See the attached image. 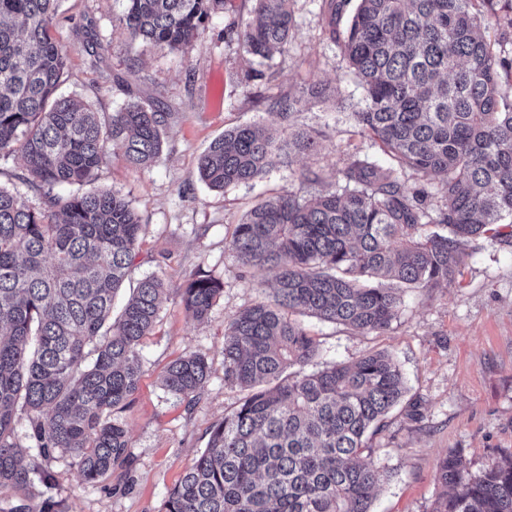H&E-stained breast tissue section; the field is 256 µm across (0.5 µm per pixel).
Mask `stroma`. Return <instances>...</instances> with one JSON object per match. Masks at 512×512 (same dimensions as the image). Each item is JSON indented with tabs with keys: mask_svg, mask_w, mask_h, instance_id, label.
I'll use <instances>...</instances> for the list:
<instances>
[{
	"mask_svg": "<svg viewBox=\"0 0 512 512\" xmlns=\"http://www.w3.org/2000/svg\"><path fill=\"white\" fill-rule=\"evenodd\" d=\"M355 7V0L338 7L330 0H296L287 53L262 65L226 32L230 23L249 19L252 0H226L223 13L184 52L130 45L115 20L120 0H60L53 35L70 49L63 95L101 112L137 99L175 114L154 164L130 168L110 145L96 177L142 218L133 278L158 273L167 298L154 331L141 342L142 376L122 414L133 454L127 476L85 484L68 459L58 458L47 462L51 484L36 485L34 501L52 498L58 512H164L211 429L234 407L239 392L224 383V328L261 294L240 276L230 247L235 224L262 197L335 190L337 171L350 156L384 157L336 106L361 96L340 50ZM89 36L98 43L94 57L83 48ZM314 82L327 87L328 98L307 99L292 123L320 131L315 151L291 154L288 165L252 184L214 190L200 180L199 158L211 141L247 122L278 125L276 100ZM305 170L318 173L319 182L301 184ZM196 273L223 284L201 323L178 298ZM304 325L320 345V361L391 354L409 396L421 400L418 421L393 411L373 440L384 480L371 512H428L441 490L437 465L449 450L462 449L474 472L498 451L512 452V244L471 243L456 283L405 293L399 318L384 333L361 334L312 317ZM191 352L206 356L210 367L192 406L162 384L167 365Z\"/></svg>",
	"mask_w": 512,
	"mask_h": 512,
	"instance_id": "1",
	"label": "stroma"
}]
</instances>
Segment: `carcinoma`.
Returning a JSON list of instances; mask_svg holds the SVG:
<instances>
[{
	"instance_id": "cac0c4a2",
	"label": "carcinoma",
	"mask_w": 512,
	"mask_h": 512,
	"mask_svg": "<svg viewBox=\"0 0 512 512\" xmlns=\"http://www.w3.org/2000/svg\"><path fill=\"white\" fill-rule=\"evenodd\" d=\"M59 0H0V161L15 152L24 180L43 189L34 207L0 186V487L30 504L40 474L30 454L71 460L95 484L126 474L130 438L121 413L142 375L141 340L155 327L163 279L143 277L120 314L114 298L138 256L142 219L94 180L105 144L127 164L157 161L173 113L141 101L117 112L57 95L68 49L51 34ZM116 21L130 41L179 50L224 11V0H122ZM256 20L236 27L260 61L288 51L295 0H253ZM500 9H495V6ZM512 29V0H358L341 52L359 79L350 106L358 133L380 144L379 163L353 157L333 192L286 190L235 226L231 248L256 277L275 272L271 298L224 329V382L241 394L206 448L169 493L165 512H370L383 474L373 438L402 402V373L387 353L308 371L319 344L302 316L380 334L407 290L452 286L466 247L512 240V59L485 36L490 20ZM317 84L277 102L289 123ZM299 152L319 132L288 133ZM286 164L259 123L237 126L199 159V177L223 190ZM440 180L442 204L410 189L406 171ZM223 290L209 275L179 294L199 321ZM207 359L166 369L163 386L188 404L201 397ZM27 414L29 444L16 432ZM443 491L429 512H512V452L473 474L451 453L438 467Z\"/></svg>"
}]
</instances>
